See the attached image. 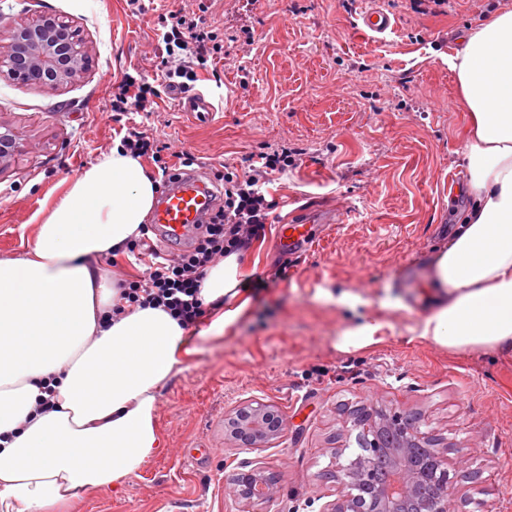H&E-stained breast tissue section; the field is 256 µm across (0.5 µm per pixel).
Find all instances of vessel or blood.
<instances>
[{"label": "vessel or blood", "mask_w": 512, "mask_h": 512, "mask_svg": "<svg viewBox=\"0 0 512 512\" xmlns=\"http://www.w3.org/2000/svg\"><path fill=\"white\" fill-rule=\"evenodd\" d=\"M364 32L377 38L394 30L395 20L384 10L366 7L360 14ZM183 111L191 113L198 121H207L215 107L202 93H184L180 96ZM216 192L196 172H176L157 201L151 222L161 232L164 245H174L184 239L196 225L205 223L215 206ZM330 214L318 209L296 212L288 222L279 227V240L289 255L305 256L312 244L311 227L315 224L332 223Z\"/></svg>", "instance_id": "1"}]
</instances>
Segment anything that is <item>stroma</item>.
Returning a JSON list of instances; mask_svg holds the SVG:
<instances>
[{
	"mask_svg": "<svg viewBox=\"0 0 512 512\" xmlns=\"http://www.w3.org/2000/svg\"><path fill=\"white\" fill-rule=\"evenodd\" d=\"M187 3L143 0L137 11L128 0H0L7 22L41 13L73 21L91 50L86 74L57 91L0 80V121L28 142L0 172V258L25 254L41 209L119 141L111 88L127 72L155 75L158 16ZM364 5L215 0L207 19L228 35L226 55L196 84L214 116L196 122L169 96L139 115L143 130L192 153L209 177L283 147L296 157L264 186L276 207L244 256L245 315L160 390L162 448L120 492H86L67 512H238L229 483L247 466L272 471L280 486L260 512H319L336 491L324 472L358 450L341 411L370 406L420 416L446 438L457 460L455 512H512V354L455 353L417 337L429 257L451 234L453 209L466 205L448 188L467 117L448 58L461 29L483 26L512 0H451L444 13L379 0L396 20L381 39L359 32ZM245 29L252 44L233 43ZM310 206L345 215L290 259L278 226ZM344 292L352 303H338ZM375 317L385 322L381 342L337 347ZM246 401L286 418L268 447L224 435L225 417Z\"/></svg>",
	"mask_w": 512,
	"mask_h": 512,
	"instance_id": "stroma-1",
	"label": "stroma"
}]
</instances>
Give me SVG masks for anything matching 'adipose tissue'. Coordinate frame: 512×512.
Instances as JSON below:
<instances>
[{"mask_svg":"<svg viewBox=\"0 0 512 512\" xmlns=\"http://www.w3.org/2000/svg\"><path fill=\"white\" fill-rule=\"evenodd\" d=\"M448 64L469 108L462 189L448 243L428 263L419 338L451 352L512 350V8L465 31ZM158 183L121 146L69 181L26 254L0 258V512H48L78 493L119 489L161 448L160 388L188 331L159 308L101 321L119 290L95 266L140 235ZM239 255L202 285L222 336L244 314ZM54 407L40 414L46 389Z\"/></svg>","mask_w":512,"mask_h":512,"instance_id":"adipose-tissue-1","label":"adipose tissue"}]
</instances>
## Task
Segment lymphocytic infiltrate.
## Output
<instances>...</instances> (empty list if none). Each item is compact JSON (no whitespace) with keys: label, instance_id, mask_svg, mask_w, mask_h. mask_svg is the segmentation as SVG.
Here are the masks:
<instances>
[{"label":"lymphocytic infiltrate","instance_id":"1","mask_svg":"<svg viewBox=\"0 0 512 512\" xmlns=\"http://www.w3.org/2000/svg\"><path fill=\"white\" fill-rule=\"evenodd\" d=\"M209 9L206 0H200L197 9L160 15L161 75L152 82L142 76L124 75L112 88V121L152 111L156 98L174 89L193 90L198 72L205 69L208 60L223 58L224 31L207 21ZM292 163L291 152L283 148L251 158L243 173H216L214 184L222 203L186 250L160 255L146 235L128 248V256L138 261L143 271L137 278L124 281L126 302L163 309L183 327L197 326L207 312L200 289L208 268L224 256L248 251L265 237L274 204L266 199L262 187L271 174L286 170Z\"/></svg>","mask_w":512,"mask_h":512}]
</instances>
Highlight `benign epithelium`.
I'll return each mask as SVG.
<instances>
[{"label":"benign epithelium","instance_id":"obj_1","mask_svg":"<svg viewBox=\"0 0 512 512\" xmlns=\"http://www.w3.org/2000/svg\"><path fill=\"white\" fill-rule=\"evenodd\" d=\"M89 58L90 47L77 29L41 15L9 27L0 46V78L61 89L83 76ZM22 149L17 130L0 122V169ZM349 424L361 453L346 463L336 454V498L321 512H449L456 496L449 477L454 462L436 451L440 438L412 426L400 411L363 407L350 414ZM284 430L281 411L260 402L242 403L224 421L225 434L247 448H262ZM381 461L399 470L395 485L377 481ZM230 492L241 512H255L254 507L277 497L279 487L273 474L256 467L234 474Z\"/></svg>","mask_w":512,"mask_h":512}]
</instances>
